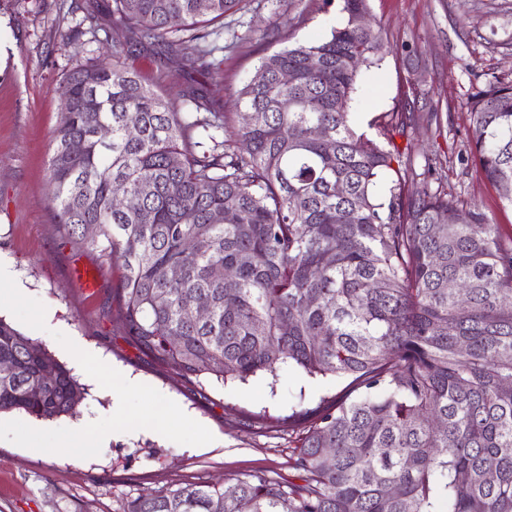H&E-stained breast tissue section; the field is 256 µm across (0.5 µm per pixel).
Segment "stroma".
<instances>
[{
  "mask_svg": "<svg viewBox=\"0 0 512 512\" xmlns=\"http://www.w3.org/2000/svg\"><path fill=\"white\" fill-rule=\"evenodd\" d=\"M60 0H0V260L27 289L22 305L0 318L42 344L85 386L72 416L38 420L0 414V512H121L132 497L224 477L262 475L297 480L294 467L303 423L282 426L298 407L350 395L347 379L307 377L290 368L277 379L199 385L170 373L140 351L112 317L116 278L98 254L61 239L49 201L51 139L63 110L58 90L74 67L116 49L126 67L149 81L174 108L180 92L198 91L220 112L235 111L240 88L262 56L326 35L343 16L326 0H240L224 17L215 43L219 64L208 71L169 53L157 41L100 19L97 33L77 44L66 32L83 12ZM391 51L362 70L351 103V124L376 136L386 112H410L414 125L394 142L416 170H429L440 188L478 206L504 234H512V207L468 162L470 117L462 102L476 85L512 81V0H369ZM98 270L95 292L71 276L75 263ZM82 345L94 359L76 366ZM144 385L126 398L129 421L112 427L113 368ZM178 409L186 422L169 433L154 420ZM109 432L88 453L57 449L82 422Z\"/></svg>",
  "mask_w": 512,
  "mask_h": 512,
  "instance_id": "35a3bbf8",
  "label": "stroma"
}]
</instances>
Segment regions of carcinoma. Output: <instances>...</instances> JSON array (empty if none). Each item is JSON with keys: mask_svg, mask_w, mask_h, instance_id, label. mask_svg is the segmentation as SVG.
Returning <instances> with one entry per match:
<instances>
[{"mask_svg": "<svg viewBox=\"0 0 512 512\" xmlns=\"http://www.w3.org/2000/svg\"><path fill=\"white\" fill-rule=\"evenodd\" d=\"M237 2L111 0L107 11L115 28L211 69L209 37ZM341 2L328 35L260 59L265 80L243 85L232 117L193 92L174 111L117 54L60 84L58 232L118 272L115 318L138 348L188 379L246 383L288 365L357 391L304 428L301 482L226 478L122 512H512V239L480 209L417 188L411 159L390 148L405 113H385L381 141L353 129L360 71L388 43L376 23L353 24L369 0ZM465 107L470 160L512 206V82L486 81ZM231 122L234 147L217 138ZM116 185L134 206L113 200ZM84 391L0 318V412L72 416Z\"/></svg>", "mask_w": 512, "mask_h": 512, "instance_id": "carcinoma-1", "label": "carcinoma"}]
</instances>
